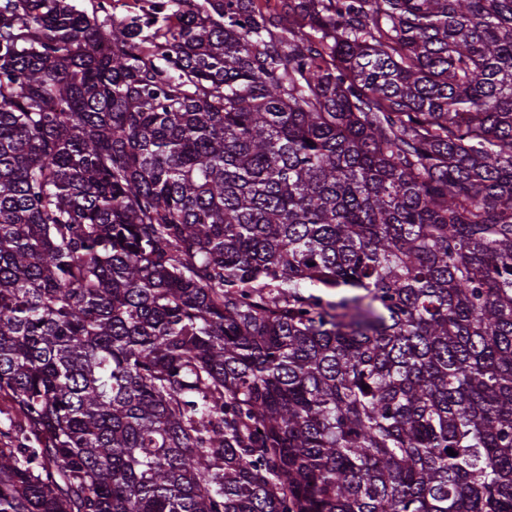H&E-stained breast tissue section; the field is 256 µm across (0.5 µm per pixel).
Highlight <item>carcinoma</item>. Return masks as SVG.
Returning <instances> with one entry per match:
<instances>
[{"instance_id":"obj_1","label":"carcinoma","mask_w":512,"mask_h":512,"mask_svg":"<svg viewBox=\"0 0 512 512\" xmlns=\"http://www.w3.org/2000/svg\"><path fill=\"white\" fill-rule=\"evenodd\" d=\"M143 2L0 0V512H512V0Z\"/></svg>"}]
</instances>
